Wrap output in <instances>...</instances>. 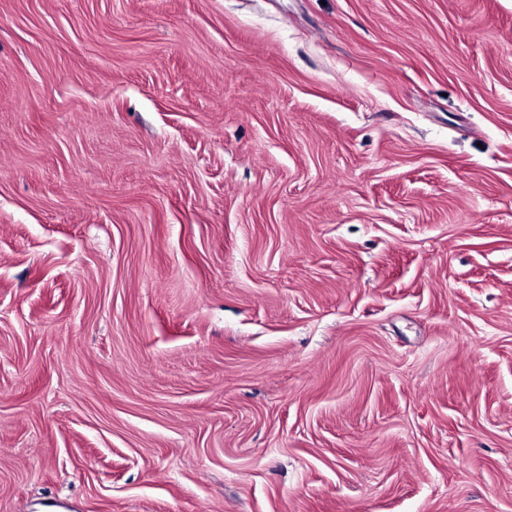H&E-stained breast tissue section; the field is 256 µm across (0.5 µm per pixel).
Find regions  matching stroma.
I'll return each instance as SVG.
<instances>
[{"label":"stroma","instance_id":"obj_1","mask_svg":"<svg viewBox=\"0 0 512 512\" xmlns=\"http://www.w3.org/2000/svg\"><path fill=\"white\" fill-rule=\"evenodd\" d=\"M0 512H512V0H0Z\"/></svg>","mask_w":512,"mask_h":512}]
</instances>
